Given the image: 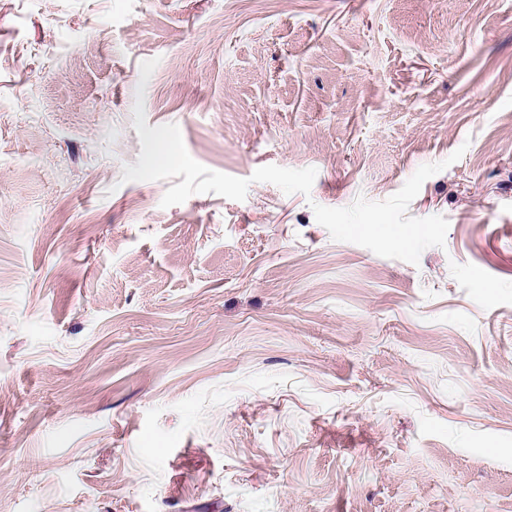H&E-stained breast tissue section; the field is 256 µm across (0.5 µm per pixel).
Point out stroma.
Masks as SVG:
<instances>
[{
  "label": "stroma",
  "mask_w": 512,
  "mask_h": 512,
  "mask_svg": "<svg viewBox=\"0 0 512 512\" xmlns=\"http://www.w3.org/2000/svg\"><path fill=\"white\" fill-rule=\"evenodd\" d=\"M0 512H512V0H0Z\"/></svg>",
  "instance_id": "35a3bbf8"
}]
</instances>
